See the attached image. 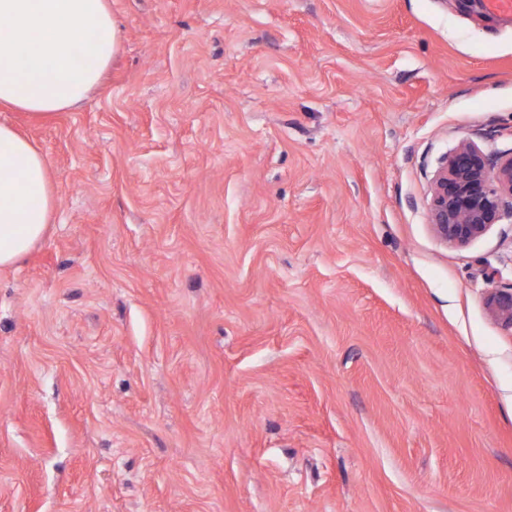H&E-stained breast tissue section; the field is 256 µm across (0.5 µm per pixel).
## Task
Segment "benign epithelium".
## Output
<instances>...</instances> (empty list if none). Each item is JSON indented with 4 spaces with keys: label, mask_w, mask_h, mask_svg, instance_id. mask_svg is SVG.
<instances>
[{
    "label": "benign epithelium",
    "mask_w": 512,
    "mask_h": 512,
    "mask_svg": "<svg viewBox=\"0 0 512 512\" xmlns=\"http://www.w3.org/2000/svg\"><path fill=\"white\" fill-rule=\"evenodd\" d=\"M512 219V151L491 158L471 143L446 156L433 181L429 211L438 237L464 246ZM495 322L512 333V284L486 297Z\"/></svg>",
    "instance_id": "obj_1"
}]
</instances>
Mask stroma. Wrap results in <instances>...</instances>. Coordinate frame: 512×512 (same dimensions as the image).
Wrapping results in <instances>:
<instances>
[{
	"mask_svg": "<svg viewBox=\"0 0 512 512\" xmlns=\"http://www.w3.org/2000/svg\"><path fill=\"white\" fill-rule=\"evenodd\" d=\"M75 108L0 112L57 222L0 269V512H512V21L460 0H112ZM508 218L512 151L492 159L462 143L444 158L433 181L429 219L435 233L448 244L464 246ZM486 306L495 322L512 333V283L508 287L495 288L486 297Z\"/></svg>",
	"mask_w": 512,
	"mask_h": 512,
	"instance_id": "obj_1",
	"label": "stroma"
}]
</instances>
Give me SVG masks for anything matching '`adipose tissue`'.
Segmentation results:
<instances>
[{
  "mask_svg": "<svg viewBox=\"0 0 512 512\" xmlns=\"http://www.w3.org/2000/svg\"><path fill=\"white\" fill-rule=\"evenodd\" d=\"M96 39L77 69L72 51ZM117 50L111 0H0V109L35 118L73 108L98 85ZM55 221L45 155L0 123V268L21 261Z\"/></svg>",
  "mask_w": 512,
  "mask_h": 512,
  "instance_id": "adipose-tissue-1",
  "label": "adipose tissue"
}]
</instances>
